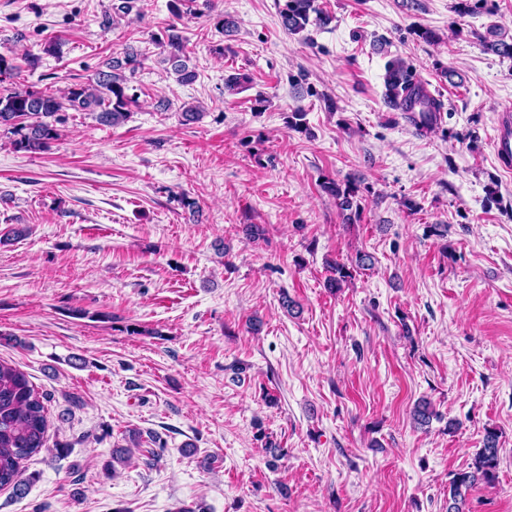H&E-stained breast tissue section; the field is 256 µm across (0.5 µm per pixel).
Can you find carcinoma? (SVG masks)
<instances>
[{"label": "carcinoma", "instance_id": "carcinoma-1", "mask_svg": "<svg viewBox=\"0 0 512 512\" xmlns=\"http://www.w3.org/2000/svg\"><path fill=\"white\" fill-rule=\"evenodd\" d=\"M138 0H112L110 19L125 17L139 9ZM197 0H171L170 11L175 21L163 32L161 43L168 49L165 62L181 83L193 82L197 74L188 66L191 49L189 39L178 26L183 12L195 10ZM283 28L291 34L300 33L310 25L325 26L329 18L321 15L315 0H283L278 6ZM140 65V53L131 49L124 56L102 62L95 80L75 82L65 89L47 87L33 90L24 87L23 68L14 59L0 54V128L14 136L13 147L18 151L40 153L50 149L60 137L58 125L64 123V113L94 112L99 124L117 126L127 120L136 96L129 93L132 76ZM409 66L400 59L388 64L385 77L384 104L397 110L395 95L409 82ZM407 110L420 113L426 126L432 125V116L441 110L439 100L417 93L409 98ZM322 189L336 200V206L346 224L356 221L361 212L358 186L347 180H326ZM371 265V256L360 252L354 264L334 263L333 276L328 287L338 288L352 277L356 269ZM45 397L41 395L16 367L0 361V488L10 487L13 494L23 497L34 477L23 476L21 462L46 447L48 419ZM499 448L497 433L489 430L483 448L475 455L468 468L455 474L448 489V512H464L466 494L477 484H492L498 477Z\"/></svg>", "mask_w": 512, "mask_h": 512}]
</instances>
